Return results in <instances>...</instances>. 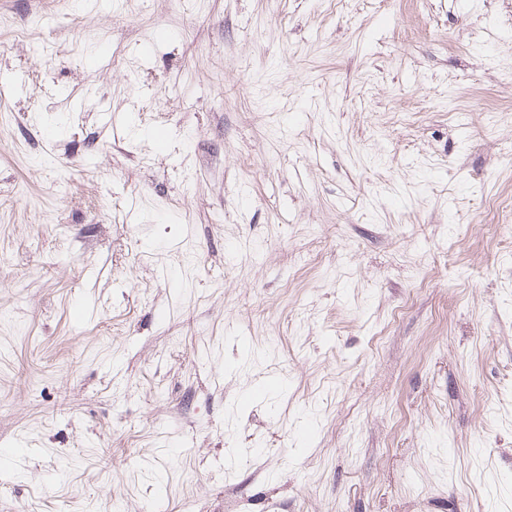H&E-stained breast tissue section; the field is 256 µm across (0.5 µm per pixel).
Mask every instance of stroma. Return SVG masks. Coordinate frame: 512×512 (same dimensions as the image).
Returning a JSON list of instances; mask_svg holds the SVG:
<instances>
[{
	"label": "stroma",
	"mask_w": 512,
	"mask_h": 512,
	"mask_svg": "<svg viewBox=\"0 0 512 512\" xmlns=\"http://www.w3.org/2000/svg\"><path fill=\"white\" fill-rule=\"evenodd\" d=\"M0 512H512V0H0Z\"/></svg>",
	"instance_id": "stroma-1"
}]
</instances>
